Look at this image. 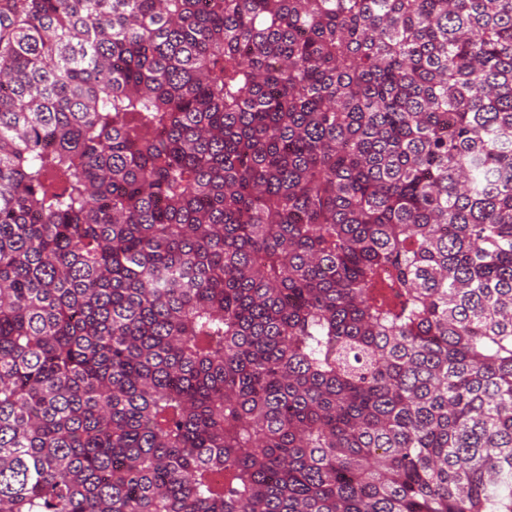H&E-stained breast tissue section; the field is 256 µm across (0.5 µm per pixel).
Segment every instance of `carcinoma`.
<instances>
[{"label":"carcinoma","instance_id":"obj_1","mask_svg":"<svg viewBox=\"0 0 512 512\" xmlns=\"http://www.w3.org/2000/svg\"><path fill=\"white\" fill-rule=\"evenodd\" d=\"M0 512H512V0H0Z\"/></svg>","mask_w":512,"mask_h":512}]
</instances>
